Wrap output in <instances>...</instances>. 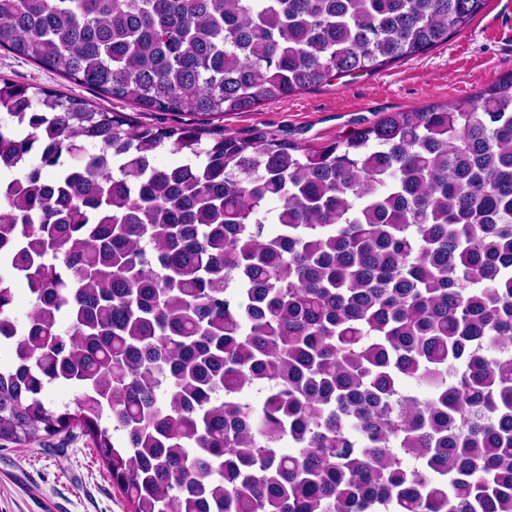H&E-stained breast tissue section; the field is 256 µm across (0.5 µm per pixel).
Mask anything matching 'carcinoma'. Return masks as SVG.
<instances>
[{"mask_svg":"<svg viewBox=\"0 0 512 512\" xmlns=\"http://www.w3.org/2000/svg\"><path fill=\"white\" fill-rule=\"evenodd\" d=\"M487 2L0 0V49L200 117L0 80V441L80 427L131 512H512V73L321 148L211 126ZM77 395L78 391L74 387L63 384H51L44 391V401L49 407L54 409L64 410L65 407H68L73 411Z\"/></svg>","mask_w":512,"mask_h":512,"instance_id":"1","label":"carcinoma"}]
</instances>
